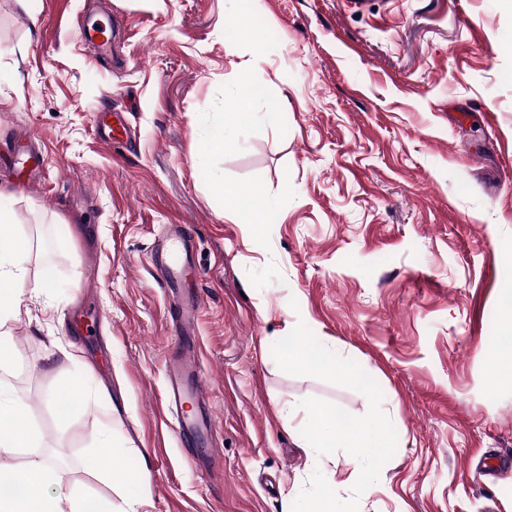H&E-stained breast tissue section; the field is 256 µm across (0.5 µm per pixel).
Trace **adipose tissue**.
Segmentation results:
<instances>
[{
	"mask_svg": "<svg viewBox=\"0 0 512 512\" xmlns=\"http://www.w3.org/2000/svg\"><path fill=\"white\" fill-rule=\"evenodd\" d=\"M29 249V244L15 233V219L11 211L0 209V288H21L26 281V270L19 260ZM20 407L0 398V453L9 454L18 448L32 447L35 436L21 423ZM334 416L313 407L303 413L302 424L307 432L310 447L320 451L322 485L336 483L335 445L348 448V464L354 470L371 472L376 467V454L389 447L388 437L379 429L367 424H354L344 432H336L332 425ZM8 480L19 485L16 493L0 492V512H87V504L75 496L50 493L57 481L53 459L43 458L29 462L22 471L0 469V482Z\"/></svg>",
	"mask_w": 512,
	"mask_h": 512,
	"instance_id": "adipose-tissue-1",
	"label": "adipose tissue"
}]
</instances>
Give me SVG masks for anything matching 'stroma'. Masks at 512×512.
<instances>
[{
  "instance_id": "stroma-1",
  "label": "stroma",
  "mask_w": 512,
  "mask_h": 512,
  "mask_svg": "<svg viewBox=\"0 0 512 512\" xmlns=\"http://www.w3.org/2000/svg\"><path fill=\"white\" fill-rule=\"evenodd\" d=\"M102 1L112 57L77 30ZM486 3L0 0V207L43 245L29 278L54 277L0 333V393L37 432L0 466L57 456L53 492L104 512H512V468L483 466L512 454V9ZM244 74L280 121L230 122L206 153ZM106 105L123 144L95 134ZM16 141L40 147L41 188H23ZM225 182L269 203L268 223L230 220ZM168 224L201 271L210 474L165 406L172 302L153 247ZM299 336L337 365L287 361ZM73 378L90 404L62 418ZM314 406L385 432L381 466L325 491L287 416ZM95 453L123 484L86 467ZM226 119L224 113L214 114L211 118V130L205 150L208 152H223L226 143Z\"/></svg>"
}]
</instances>
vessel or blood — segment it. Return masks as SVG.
<instances>
[{
  "label": "vessel or blood",
  "instance_id": "b4317fda",
  "mask_svg": "<svg viewBox=\"0 0 512 512\" xmlns=\"http://www.w3.org/2000/svg\"><path fill=\"white\" fill-rule=\"evenodd\" d=\"M79 34L85 43L111 54L112 41L107 26L100 20H86L79 26ZM92 124L100 141L112 145L123 139L127 127L119 115L109 112L94 113ZM192 244L184 230H177L166 248L155 252L156 266L166 293L177 299L181 336L175 352L168 356L166 365L169 373V396L176 406L186 401L197 404L194 417L179 416L175 427L176 436L182 447L209 451L216 437L214 410L201 369L198 348L187 343V336L193 335L198 314L202 307L200 295L186 292L184 282L190 272Z\"/></svg>",
  "mask_w": 512,
  "mask_h": 512
}]
</instances>
